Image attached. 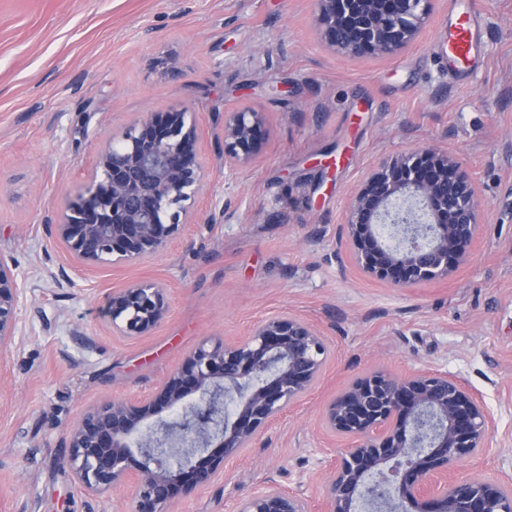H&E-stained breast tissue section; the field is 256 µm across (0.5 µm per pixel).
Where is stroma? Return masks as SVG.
<instances>
[{
	"label": "stroma",
	"instance_id": "obj_1",
	"mask_svg": "<svg viewBox=\"0 0 512 512\" xmlns=\"http://www.w3.org/2000/svg\"><path fill=\"white\" fill-rule=\"evenodd\" d=\"M473 2L481 58L455 79L437 50L448 0L387 60L323 45L315 0H0V254L27 286L15 342L0 351V512H115V498L85 496L63 460L80 413L148 394L202 340L241 339L280 311L325 334V374L170 512H234L257 484L291 488L302 474L321 512L346 445L322 429V409L374 368L445 371L478 392L497 420L493 445L455 471L512 477V0ZM170 56L177 71L164 65ZM176 102L196 114L208 171L184 232L192 248L52 282L48 270L69 258L45 226L86 185L97 149ZM242 105L264 112L268 139L228 185L222 118ZM433 146L476 183L472 259L448 279L392 289L355 267L338 226L379 158ZM227 197L225 221L209 223ZM134 280L165 282L171 309L151 334L127 339L102 311Z\"/></svg>",
	"mask_w": 512,
	"mask_h": 512
}]
</instances>
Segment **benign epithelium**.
<instances>
[{"instance_id":"1","label":"benign epithelium","mask_w":512,"mask_h":512,"mask_svg":"<svg viewBox=\"0 0 512 512\" xmlns=\"http://www.w3.org/2000/svg\"><path fill=\"white\" fill-rule=\"evenodd\" d=\"M433 0H316L320 39L352 58H393L414 45ZM224 170L249 165L268 136L262 113L224 112ZM195 114L178 103L139 117L102 146L85 190L47 231L75 270L106 261L140 264L193 223L206 172ZM475 184L438 148L381 159L349 198L339 238L370 278L404 290L448 278L470 261L480 230ZM22 286L0 256V350L15 336ZM167 285L133 281L112 291L104 318L126 338L169 316ZM331 358L324 334L286 312L235 341L204 340L148 395L87 407L63 442L72 479L92 495L120 492L131 512L167 506L208 488L224 469L320 381ZM345 437L325 481L323 512H512V484L454 465L490 448L496 421L482 397L446 372L372 370L322 413ZM235 512H310L308 500L273 481Z\"/></svg>"}]
</instances>
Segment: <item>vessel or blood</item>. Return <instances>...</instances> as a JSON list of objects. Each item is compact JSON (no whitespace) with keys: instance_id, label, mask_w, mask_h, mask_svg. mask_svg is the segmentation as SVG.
Segmentation results:
<instances>
[{"instance_id":"b4317fda","label":"vessel or blood","mask_w":512,"mask_h":512,"mask_svg":"<svg viewBox=\"0 0 512 512\" xmlns=\"http://www.w3.org/2000/svg\"><path fill=\"white\" fill-rule=\"evenodd\" d=\"M451 24L446 40L440 41L441 58L452 67L468 66L480 52V22L468 0H448Z\"/></svg>"}]
</instances>
